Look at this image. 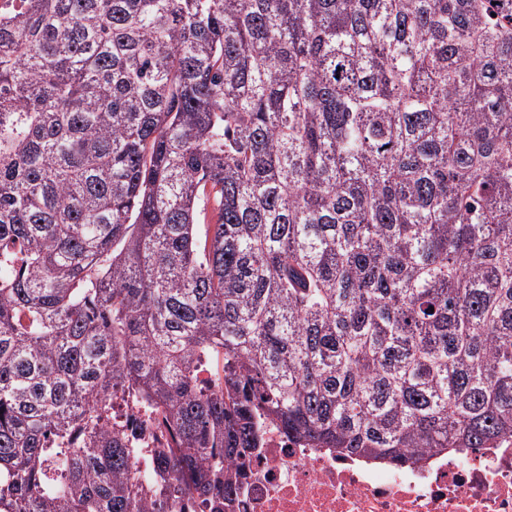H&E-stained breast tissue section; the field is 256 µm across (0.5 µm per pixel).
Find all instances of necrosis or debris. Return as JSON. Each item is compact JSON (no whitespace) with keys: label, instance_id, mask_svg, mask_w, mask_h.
I'll return each mask as SVG.
<instances>
[{"label":"necrosis or debris","instance_id":"4bbe7bcc","mask_svg":"<svg viewBox=\"0 0 512 512\" xmlns=\"http://www.w3.org/2000/svg\"><path fill=\"white\" fill-rule=\"evenodd\" d=\"M225 512H512V438L464 458L435 450L393 470L300 447L271 421Z\"/></svg>","mask_w":512,"mask_h":512}]
</instances>
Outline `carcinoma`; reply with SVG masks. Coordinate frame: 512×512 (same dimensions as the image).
Returning a JSON list of instances; mask_svg holds the SVG:
<instances>
[{"instance_id":"obj_1","label":"carcinoma","mask_w":512,"mask_h":512,"mask_svg":"<svg viewBox=\"0 0 512 512\" xmlns=\"http://www.w3.org/2000/svg\"><path fill=\"white\" fill-rule=\"evenodd\" d=\"M14 2L0 512L512 437V0Z\"/></svg>"}]
</instances>
